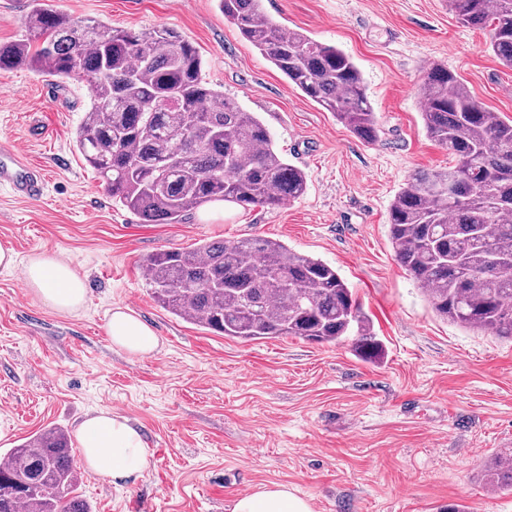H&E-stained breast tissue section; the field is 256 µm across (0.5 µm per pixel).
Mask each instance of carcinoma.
<instances>
[{"instance_id":"cac0c4a2","label":"carcinoma","mask_w":512,"mask_h":512,"mask_svg":"<svg viewBox=\"0 0 512 512\" xmlns=\"http://www.w3.org/2000/svg\"><path fill=\"white\" fill-rule=\"evenodd\" d=\"M224 17L288 80L362 140L380 128L353 59L265 13L263 0H219ZM465 25L488 31L489 50L512 65V0H448ZM24 39L0 45V70L22 66L91 86L76 147L112 199L145 224L179 222L213 201L279 207L302 196L305 172L275 149L253 112L211 86L203 60L177 30L114 29L74 21L32 0ZM109 80L101 82V71ZM418 96L428 137L455 164L418 172L389 210V240L433 311L469 330L512 341V122L485 108L461 78L428 69ZM154 300L204 329L243 341L298 337L351 341L361 356L383 344L338 271L278 240L246 237L166 250L145 260ZM69 435L44 429L0 464V512H91L76 491ZM487 486L512 489V454Z\"/></svg>"}]
</instances>
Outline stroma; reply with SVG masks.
Segmentation results:
<instances>
[{
  "label": "stroma",
  "instance_id": "1",
  "mask_svg": "<svg viewBox=\"0 0 512 512\" xmlns=\"http://www.w3.org/2000/svg\"><path fill=\"white\" fill-rule=\"evenodd\" d=\"M73 20L115 29L170 27L198 49L203 74L256 113L307 190L272 208L220 202L176 224H144L113 202L75 146L86 82L30 68L0 71V143L45 173L42 196L0 186V243L19 259L72 261L87 283L77 314L35 298L20 270H0V457L41 429L74 433L109 409L138 424L150 466L133 483L82 472L92 512H230L272 484L313 512H512L485 469L512 450V342L437 317L401 267L388 211L415 172L451 158L428 138L418 85L432 65L458 73L485 107L512 121V66L486 49L448 0H264L277 24L336 45L360 67L380 126L368 143L240 38L218 0H54ZM242 237L276 239L335 267L384 353L297 337L244 342L204 330L153 300L150 255ZM158 334L157 353L115 350V306Z\"/></svg>",
  "mask_w": 512,
  "mask_h": 512
}]
</instances>
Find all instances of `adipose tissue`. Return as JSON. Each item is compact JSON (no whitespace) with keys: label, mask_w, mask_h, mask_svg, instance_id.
I'll use <instances>...</instances> for the list:
<instances>
[{"label":"adipose tissue","mask_w":512,"mask_h":512,"mask_svg":"<svg viewBox=\"0 0 512 512\" xmlns=\"http://www.w3.org/2000/svg\"><path fill=\"white\" fill-rule=\"evenodd\" d=\"M16 268L22 271L25 287L46 306L69 314L84 308L86 284L70 261L37 254L22 262L10 245L1 243L0 269ZM107 333L113 347L131 357L150 356L159 347L155 331L126 306L113 307ZM76 438L84 465L97 476L125 482L142 476L149 466L147 443L125 416L99 411L81 422ZM231 512H312V508L287 486L277 485L240 496Z\"/></svg>","instance_id":"obj_1"}]
</instances>
